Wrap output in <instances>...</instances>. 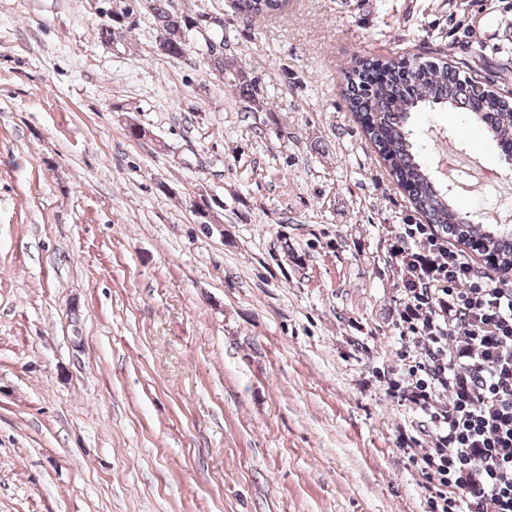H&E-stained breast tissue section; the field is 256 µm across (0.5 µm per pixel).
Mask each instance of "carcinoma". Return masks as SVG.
Masks as SVG:
<instances>
[{
	"mask_svg": "<svg viewBox=\"0 0 512 512\" xmlns=\"http://www.w3.org/2000/svg\"><path fill=\"white\" fill-rule=\"evenodd\" d=\"M287 0H238L237 10L250 19L268 17L282 10ZM148 7L160 32L168 35L163 52L182 57L190 48L194 21L188 14H174L166 0H148ZM209 68L224 73V79L250 102L256 101L252 81L232 72V63L224 54L210 56ZM340 88L350 111L363 120L365 132L378 148L389 175L407 191L408 196L427 218L451 235L463 239L477 235L488 244L491 254L500 259L499 270L512 269V249L502 239L484 233L479 225L459 219L461 210L448 200L442 187L419 161L413 151L412 114L426 108L445 107L460 110L480 122L498 143L512 151V101L488 89H477L476 82L458 66L446 60L418 59L410 66L394 60L364 61L341 71Z\"/></svg>",
	"mask_w": 512,
	"mask_h": 512,
	"instance_id": "carcinoma-1",
	"label": "carcinoma"
}]
</instances>
